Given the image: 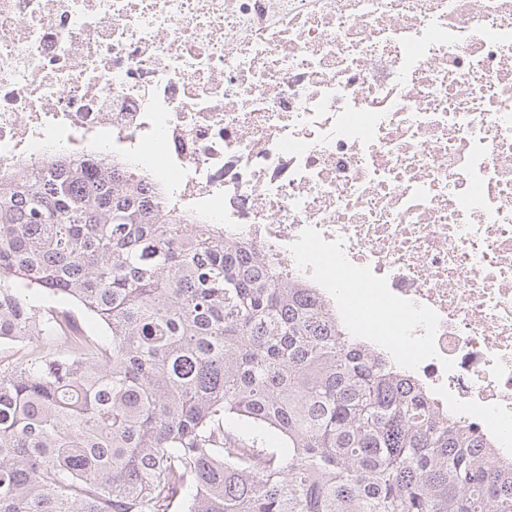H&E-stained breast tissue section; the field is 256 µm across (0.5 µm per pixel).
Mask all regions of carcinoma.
Listing matches in <instances>:
<instances>
[{"label": "carcinoma", "mask_w": 512, "mask_h": 512, "mask_svg": "<svg viewBox=\"0 0 512 512\" xmlns=\"http://www.w3.org/2000/svg\"><path fill=\"white\" fill-rule=\"evenodd\" d=\"M157 191L100 155L0 177V344L54 347L0 365V512H512L491 442Z\"/></svg>", "instance_id": "cac0c4a2"}]
</instances>
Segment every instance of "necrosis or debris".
Returning a JSON list of instances; mask_svg holds the SVG:
<instances>
[{
    "label": "necrosis or debris",
    "mask_w": 512,
    "mask_h": 512,
    "mask_svg": "<svg viewBox=\"0 0 512 512\" xmlns=\"http://www.w3.org/2000/svg\"><path fill=\"white\" fill-rule=\"evenodd\" d=\"M112 153L512 457V0H0V172Z\"/></svg>",
    "instance_id": "4bbe7bcc"
}]
</instances>
